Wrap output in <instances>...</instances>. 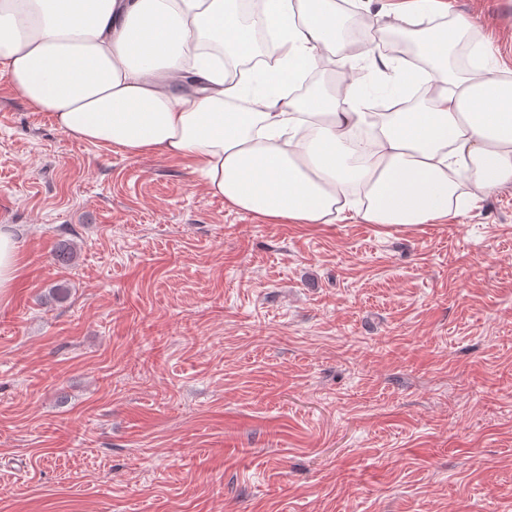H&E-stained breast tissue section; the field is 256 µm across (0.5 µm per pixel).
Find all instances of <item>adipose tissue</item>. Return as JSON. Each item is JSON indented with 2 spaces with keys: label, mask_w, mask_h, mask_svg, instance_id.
I'll return each instance as SVG.
<instances>
[{
  "label": "adipose tissue",
  "mask_w": 512,
  "mask_h": 512,
  "mask_svg": "<svg viewBox=\"0 0 512 512\" xmlns=\"http://www.w3.org/2000/svg\"><path fill=\"white\" fill-rule=\"evenodd\" d=\"M416 35L424 70L420 105L364 112L358 70L344 97L321 90L247 95L221 62L200 52L216 36L227 53H257L256 27L275 33L278 77L334 64L344 16L336 0H264L260 24L237 0H0V76L70 137L190 162L233 210L271 224H333L351 216L386 231L447 221L512 183V80L489 69L476 47L470 70L451 57L473 24L444 0H414L395 13ZM376 134L362 151L361 127ZM470 171L472 190L457 179ZM23 272L13 225H0V301Z\"/></svg>",
  "instance_id": "ef3b65f1"
}]
</instances>
